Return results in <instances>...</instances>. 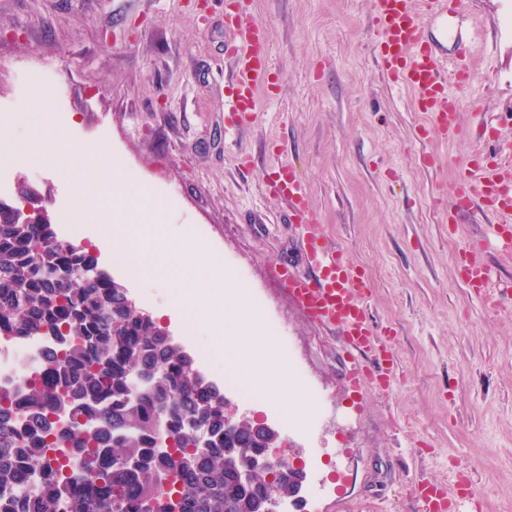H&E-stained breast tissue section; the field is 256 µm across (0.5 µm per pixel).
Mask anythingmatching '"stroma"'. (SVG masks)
Wrapping results in <instances>:
<instances>
[{"instance_id":"35a3bbf8","label":"stroma","mask_w":512,"mask_h":512,"mask_svg":"<svg viewBox=\"0 0 512 512\" xmlns=\"http://www.w3.org/2000/svg\"><path fill=\"white\" fill-rule=\"evenodd\" d=\"M225 0H0V167L49 194L51 212L77 202L54 168L13 157L21 142L96 145L121 176L105 216L59 224V238L90 241L99 268L126 288L223 387L237 364L206 318L164 297L151 271L116 262L114 225L130 221V196L215 255L252 302L249 345L269 377L287 368L313 402L294 421L278 399L224 397L238 416L261 419L305 479L288 512H424L418 479L455 488L466 480L471 512H512V258L490 244L481 213L448 221L457 171L472 156L512 143V0H461L449 54L469 50L474 82L460 112L463 135L427 136L410 92L385 79L374 49L373 0H251L269 33L279 92L258 123L227 130ZM50 73L52 121L33 110L22 78ZM251 157L250 168L240 166ZM295 164L329 243L370 284L366 303L398 374L387 393L352 390L341 340L293 304L271 274L296 255L287 206L267 189L278 160ZM474 248L501 288L497 306L459 278L458 254Z\"/></svg>"}]
</instances>
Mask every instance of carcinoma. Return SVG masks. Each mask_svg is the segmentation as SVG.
Masks as SVG:
<instances>
[{
	"label": "carcinoma",
	"instance_id": "1",
	"mask_svg": "<svg viewBox=\"0 0 512 512\" xmlns=\"http://www.w3.org/2000/svg\"><path fill=\"white\" fill-rule=\"evenodd\" d=\"M18 224L0 201V330L74 339L47 380L17 387L21 416L0 420V496L9 512H266L272 498L301 485L289 469L241 471L270 437L246 422L224 426V393L204 381L194 360L98 269L85 247L59 238L44 200ZM100 410L94 430L78 416ZM70 411L58 433L23 415ZM171 452L157 457L155 439Z\"/></svg>",
	"mask_w": 512,
	"mask_h": 512
}]
</instances>
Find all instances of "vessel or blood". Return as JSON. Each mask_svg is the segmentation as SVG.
<instances>
[{
    "label": "vessel or blood",
    "mask_w": 512,
    "mask_h": 512,
    "mask_svg": "<svg viewBox=\"0 0 512 512\" xmlns=\"http://www.w3.org/2000/svg\"><path fill=\"white\" fill-rule=\"evenodd\" d=\"M460 0H374L379 39L375 58L380 72L392 83L406 87L417 111L429 117L430 130L448 141L460 133L459 88L470 75L462 65H450L448 57L432 39L433 22L447 21L457 12ZM226 20L231 39L226 54L233 62L226 102L233 126L256 124L263 98L273 95L277 79L268 60L266 28L251 13L228 0ZM272 191L288 203V221L298 231L300 249L296 261L274 263L288 296L315 323L336 328L349 362L347 378L354 388L370 385L388 390L397 368L389 346L380 341L371 326L366 298L369 284L364 274L348 264L340 249L330 247L322 224L311 208L305 184L295 168L279 164ZM489 204L498 216L492 227V243L512 254V151L495 161L477 157L458 172L455 200L448 220L457 223L475 202ZM460 278L475 291H482L492 278L491 269L472 253H465ZM414 496L426 512H460L461 499L450 498L441 483L415 481Z\"/></svg>",
    "instance_id": "b4317fda"
}]
</instances>
